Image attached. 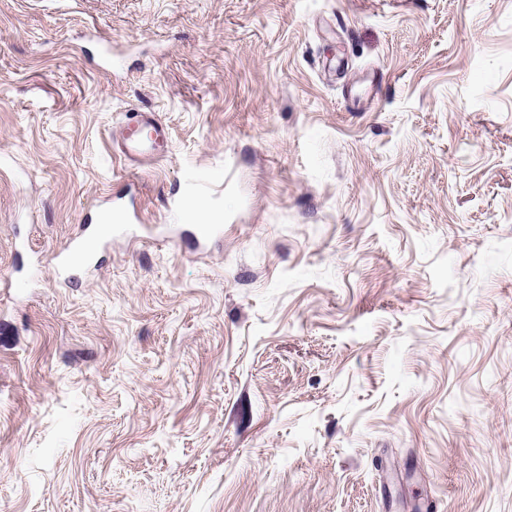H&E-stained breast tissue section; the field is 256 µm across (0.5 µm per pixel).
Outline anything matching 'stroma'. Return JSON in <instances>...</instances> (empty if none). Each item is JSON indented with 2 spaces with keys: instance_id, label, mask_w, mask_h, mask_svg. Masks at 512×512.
I'll return each instance as SVG.
<instances>
[{
  "instance_id": "35a3bbf8",
  "label": "stroma",
  "mask_w": 512,
  "mask_h": 512,
  "mask_svg": "<svg viewBox=\"0 0 512 512\" xmlns=\"http://www.w3.org/2000/svg\"><path fill=\"white\" fill-rule=\"evenodd\" d=\"M0 512H512V0H0ZM128 124L134 132L127 135L118 144V152L129 164L140 162L144 158H158L162 150L167 148L170 134L167 127L155 115L149 112H130ZM143 129H148V135H138ZM126 211L114 209L112 203L98 211L95 224H82L80 232L54 251L50 262L65 275L69 284L77 283L82 274L98 265L100 246L112 238L121 224L129 222ZM113 223V225H112Z\"/></svg>"
}]
</instances>
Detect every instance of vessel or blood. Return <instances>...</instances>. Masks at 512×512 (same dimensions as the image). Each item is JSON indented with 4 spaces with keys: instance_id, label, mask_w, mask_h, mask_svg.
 I'll use <instances>...</instances> for the list:
<instances>
[{
    "instance_id": "obj_1",
    "label": "vessel or blood",
    "mask_w": 512,
    "mask_h": 512,
    "mask_svg": "<svg viewBox=\"0 0 512 512\" xmlns=\"http://www.w3.org/2000/svg\"><path fill=\"white\" fill-rule=\"evenodd\" d=\"M127 120L131 131L118 144L120 157L131 164L160 157L170 141L167 127L148 112L129 113ZM128 220L126 211L108 207L99 210L94 223L82 225L75 237L52 253V265L64 274L68 283L78 282L82 274L97 267L100 246Z\"/></svg>"
}]
</instances>
